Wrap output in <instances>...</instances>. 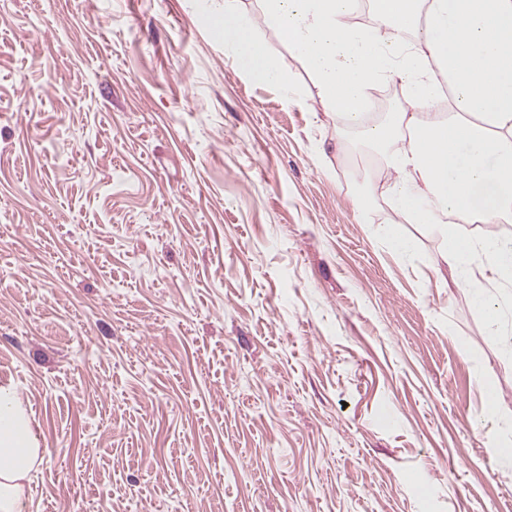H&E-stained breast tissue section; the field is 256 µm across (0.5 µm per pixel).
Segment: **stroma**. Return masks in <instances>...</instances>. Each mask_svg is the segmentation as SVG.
Returning <instances> with one entry per match:
<instances>
[{"mask_svg":"<svg viewBox=\"0 0 512 512\" xmlns=\"http://www.w3.org/2000/svg\"><path fill=\"white\" fill-rule=\"evenodd\" d=\"M0 0V385L28 512H512V367L432 226L235 0ZM413 238L405 262L387 231ZM232 1H224V15L219 25V33L224 40V48L237 64L255 82L274 85L281 89L285 99H291L293 86L291 77L282 71L271 59L268 50L232 7ZM44 459L23 402L0 386V512H26L30 476Z\"/></svg>","mask_w":512,"mask_h":512,"instance_id":"stroma-1","label":"stroma"}]
</instances>
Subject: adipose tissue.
Returning a JSON list of instances; mask_svg holds the SVG:
<instances>
[{
  "mask_svg": "<svg viewBox=\"0 0 512 512\" xmlns=\"http://www.w3.org/2000/svg\"><path fill=\"white\" fill-rule=\"evenodd\" d=\"M264 22L317 77L320 99L347 129L381 152L392 209L436 226L459 282L471 290L512 360V239H472L463 224L512 223V0H372L375 21L352 20L354 0H261ZM224 48L255 82L292 96L232 5L219 25ZM396 80L405 104L392 123L370 122L364 103ZM45 459L23 402L0 386V512H26L31 474Z\"/></svg>",
  "mask_w": 512,
  "mask_h": 512,
  "instance_id": "1",
  "label": "adipose tissue"
}]
</instances>
